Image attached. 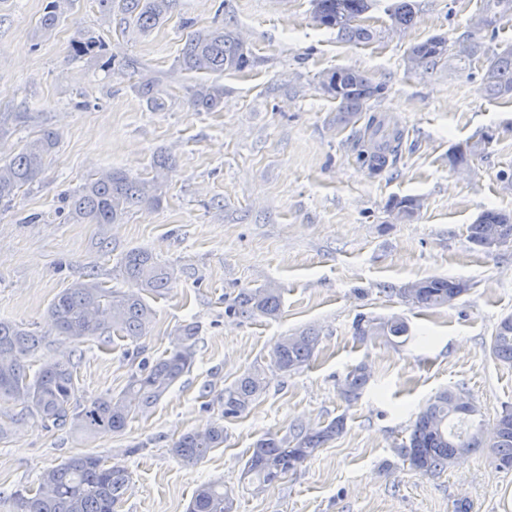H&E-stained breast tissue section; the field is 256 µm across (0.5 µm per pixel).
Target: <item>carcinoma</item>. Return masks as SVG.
<instances>
[{"instance_id":"carcinoma-1","label":"carcinoma","mask_w":512,"mask_h":512,"mask_svg":"<svg viewBox=\"0 0 512 512\" xmlns=\"http://www.w3.org/2000/svg\"><path fill=\"white\" fill-rule=\"evenodd\" d=\"M75 0H49L40 21L44 32L53 31L60 22L63 9ZM101 7L118 9L147 30L163 19L173 0H99ZM314 21L337 31L351 41H366L374 33L356 25L372 0H311ZM512 12V0H484L476 15L493 25L496 15ZM416 12L412 0H398L389 16L391 27H410ZM483 28L474 27L468 34L470 44L456 45L443 36H435L409 50L418 66L434 68L439 62L455 59L471 60L481 48L479 35ZM103 44L90 34L73 41L77 53L94 54ZM248 65L239 39L222 28L197 32L185 41L180 66L195 73H222L242 70ZM321 89L338 102L340 112H366L368 102L380 88L372 85L360 71L338 69L325 74ZM481 90L487 96L512 94V48L492 52L486 57ZM223 89L200 86L191 95L197 109L213 111L220 107ZM401 134L394 130L381 141H368L361 156L373 172L387 168V157L397 152ZM57 144V136L44 130L23 145L16 155L0 162V201L12 200L21 188L32 184L43 173L45 159ZM158 197L149 182L131 177L123 171H110L89 181L71 197L74 214L91 224H112L135 208L152 206ZM468 240L477 247L490 250L512 241V215L494 209L482 211L468 228ZM123 273L132 289L120 291L105 288L95 280L77 282L59 292L48 313L56 332L72 340L109 339L113 335L139 339L147 334L153 310L145 295L168 287L173 272L152 252L134 248L122 261ZM469 290L462 280L427 279L414 281L398 289L408 303L421 308H437L459 298ZM279 289L267 287L241 295L238 309L243 313L260 312L272 316L279 310ZM356 335L402 337L408 327L400 319L360 320ZM40 343V337L17 324L0 321V397L22 406V410L55 427H69L79 433L120 434L129 420L146 412L190 371L195 357L196 328L185 326L172 349L151 364L142 363L117 395L98 396L82 403L76 398V367L71 360L42 366L29 375L28 357ZM318 344L317 334L302 330L281 337L270 353V365L290 374L308 365ZM493 357L512 363V318L498 324L490 340ZM371 377L366 364L351 368L343 381L342 394L351 401L359 398ZM266 377L258 370L249 371L224 388V416L237 417L245 412L265 391ZM479 413L478 407L465 396L444 390L437 393L417 414L410 427L408 441L400 448L403 461L421 474H435L483 448L491 449L497 465L512 470V411L505 410L496 419L491 436L485 437L483 424L462 426L465 419ZM339 418L322 429L294 425L279 437L269 435L256 441L242 469V478L258 485L272 483L294 471L326 443L342 431ZM224 443V426L209 427L180 435L172 442L170 453L181 464L194 466L213 449ZM130 489V475L120 462L111 465L91 452L78 453L55 467L42 472L35 493L17 492L13 496L16 512H118ZM187 512H235L233 498L224 485L207 482L198 486Z\"/></svg>"}]
</instances>
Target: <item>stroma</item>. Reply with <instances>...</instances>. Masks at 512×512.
Instances as JSON below:
<instances>
[{
	"mask_svg": "<svg viewBox=\"0 0 512 512\" xmlns=\"http://www.w3.org/2000/svg\"><path fill=\"white\" fill-rule=\"evenodd\" d=\"M393 2L375 0L362 17L375 37L355 43L317 25L310 0H174L166 20L145 31L98 0H75L49 33L40 29L46 0H0V158L42 128L59 136L43 174L0 203V320L42 335L30 372L68 357L78 400L117 395L140 360L163 356L182 326L198 328L191 371L124 433L57 428L1 399L0 512H14L15 491L36 490L44 470L82 452L127 466L121 512H187L211 480L223 481L237 512H454L460 499L471 512H512V471L488 451L435 475L397 454L440 390L473 401L488 425L512 409V364L489 351L497 324L512 316V244L488 254L467 238L482 210L512 213V186L501 179L512 175V98L482 94L483 53L463 72L448 61L430 73L406 62L410 46L430 37L465 38L482 0H414L415 22L403 32L390 27ZM215 27L240 39L248 67L184 71L188 35ZM85 32L104 54H73ZM339 68L380 89L370 112L346 122L319 85ZM146 78L156 80L163 109L139 93ZM201 85L223 88L217 111L190 105ZM371 116L402 132L381 173L360 157ZM476 143L482 150L468 166L451 165V151ZM112 170L155 180L159 205L113 224L75 221L70 195ZM405 198L420 206L395 221L391 208ZM136 247L174 271L164 292L146 297L155 313L147 336L54 335L55 295L89 279L126 290L121 261ZM431 278L470 289L429 310L396 293ZM271 285L281 290L278 316L232 312L240 292ZM363 316L402 319L408 340H359ZM306 328L319 335L310 365L288 375L270 369L277 339ZM361 363L373 377L346 400L342 381ZM256 368L267 372L265 392L225 417V387ZM337 418L341 434L296 471L260 491L240 483L259 438ZM219 420L222 447L194 466L172 457L173 438Z\"/></svg>",
	"mask_w": 512,
	"mask_h": 512,
	"instance_id": "35a3bbf8",
	"label": "stroma"
}]
</instances>
